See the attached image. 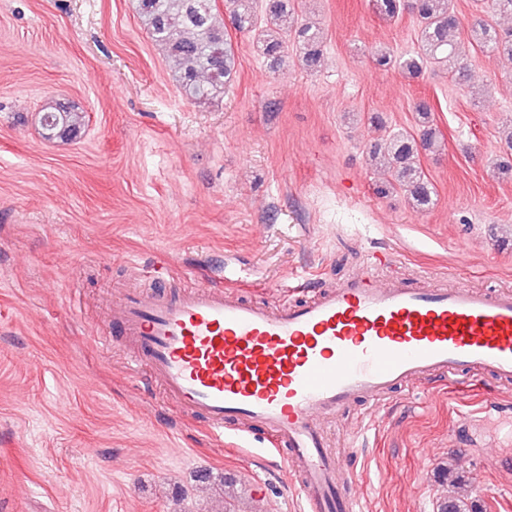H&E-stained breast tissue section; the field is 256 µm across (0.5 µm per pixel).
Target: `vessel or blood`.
Listing matches in <instances>:
<instances>
[{
  "mask_svg": "<svg viewBox=\"0 0 512 512\" xmlns=\"http://www.w3.org/2000/svg\"><path fill=\"white\" fill-rule=\"evenodd\" d=\"M395 259L371 252L342 284H291L274 300L245 296L229 278L169 292L166 270L153 269L157 289L114 302L112 336L133 343L130 368L147 366L168 404L203 422L215 446L233 430L262 435L305 512H361L364 431L338 453L327 423L358 402L376 423L388 394L418 383H512V289L439 283L425 270L381 277ZM486 461L512 485V457L493 448Z\"/></svg>",
  "mask_w": 512,
  "mask_h": 512,
  "instance_id": "vessel-or-blood-1",
  "label": "vessel or blood"
}]
</instances>
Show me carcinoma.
<instances>
[{
    "label": "carcinoma",
    "mask_w": 512,
    "mask_h": 512,
    "mask_svg": "<svg viewBox=\"0 0 512 512\" xmlns=\"http://www.w3.org/2000/svg\"><path fill=\"white\" fill-rule=\"evenodd\" d=\"M137 12L150 39L161 48L183 95L191 101H207L224 94L230 85L235 65L231 41L227 38L224 19L214 0H136ZM290 0H266L267 14L288 22V32L294 35L296 48L308 70L318 67L323 54L324 34L319 28L299 21ZM376 11L394 18L407 11L419 22L417 49L393 58L378 51L374 54L379 66L395 64L403 72L417 76L434 64L448 69L451 79L459 86L468 83L466 70L457 66L460 19L451 0H373ZM230 17L238 30H256L252 0H227ZM490 17L476 20L470 28L471 40L486 51L512 60V28L502 29L495 18H512V0H488ZM261 51L273 67L284 64L288 51L285 41L261 34ZM418 112V132H389L384 157L390 179L381 182L376 193L387 196L403 191L409 203L426 209L433 205L434 188L417 165L420 152L438 150V132L431 108L421 102ZM84 125L81 112L58 104L43 109L41 126L47 139L70 138ZM437 512H479L477 504L462 495L449 493L441 500Z\"/></svg>",
    "instance_id": "cac0c4a2"
}]
</instances>
